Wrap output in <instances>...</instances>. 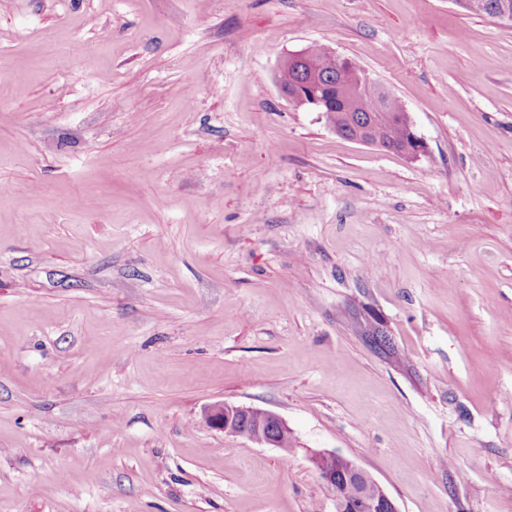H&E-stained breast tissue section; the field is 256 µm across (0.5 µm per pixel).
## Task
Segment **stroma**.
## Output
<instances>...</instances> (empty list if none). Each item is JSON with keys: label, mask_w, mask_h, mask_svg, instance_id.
<instances>
[{"label": "stroma", "mask_w": 512, "mask_h": 512, "mask_svg": "<svg viewBox=\"0 0 512 512\" xmlns=\"http://www.w3.org/2000/svg\"><path fill=\"white\" fill-rule=\"evenodd\" d=\"M312 45L419 160L279 91ZM275 412L291 449L210 427ZM512 512V24L453 0H0V512ZM255 411L256 409L250 407L217 402L206 409L205 417L211 427L232 436H241V420L250 418ZM336 456L335 452L319 453L314 459L318 474L323 483L330 486H335L336 478L333 491L344 502L355 503L366 493L365 483L351 469L353 460L342 456L336 463Z\"/></svg>", "instance_id": "1"}]
</instances>
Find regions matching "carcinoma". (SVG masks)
Here are the masks:
<instances>
[{"instance_id":"obj_1","label":"carcinoma","mask_w":512,"mask_h":512,"mask_svg":"<svg viewBox=\"0 0 512 512\" xmlns=\"http://www.w3.org/2000/svg\"><path fill=\"white\" fill-rule=\"evenodd\" d=\"M336 73V105L326 112V121L333 129L343 132L347 139L358 135L372 143L392 149L394 153H405L410 143L407 139L404 118L407 111L401 100L371 80L364 82L361 74L349 67L336 70V65L327 56L325 48L311 46L302 52L300 67H291L284 74L285 83L310 76L323 77ZM380 107L390 116L386 125L369 126V112ZM353 460L343 457L336 463V488L334 492L346 503L357 502L364 493V481L351 469Z\"/></svg>"}]
</instances>
